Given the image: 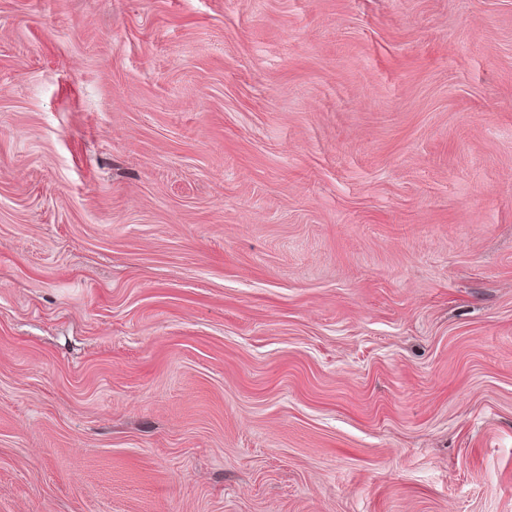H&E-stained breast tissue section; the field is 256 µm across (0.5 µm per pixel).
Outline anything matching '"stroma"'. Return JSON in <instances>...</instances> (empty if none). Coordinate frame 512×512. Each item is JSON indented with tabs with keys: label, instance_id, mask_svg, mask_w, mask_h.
Here are the masks:
<instances>
[{
	"label": "stroma",
	"instance_id": "35a3bbf8",
	"mask_svg": "<svg viewBox=\"0 0 512 512\" xmlns=\"http://www.w3.org/2000/svg\"><path fill=\"white\" fill-rule=\"evenodd\" d=\"M0 512H512V0H0Z\"/></svg>",
	"mask_w": 512,
	"mask_h": 512
}]
</instances>
